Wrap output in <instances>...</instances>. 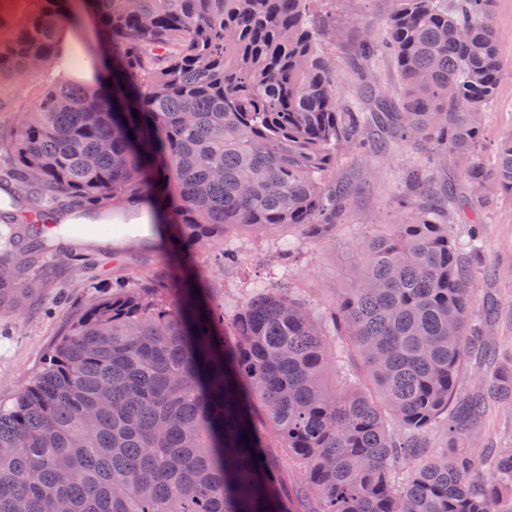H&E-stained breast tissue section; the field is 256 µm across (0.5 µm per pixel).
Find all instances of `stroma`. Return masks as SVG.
<instances>
[{"label": "stroma", "mask_w": 512, "mask_h": 512, "mask_svg": "<svg viewBox=\"0 0 512 512\" xmlns=\"http://www.w3.org/2000/svg\"><path fill=\"white\" fill-rule=\"evenodd\" d=\"M392 0H321L315 15L327 34L316 49L331 57L333 84L343 108L372 111L377 100L400 105L405 87L392 54L364 56V43H379ZM493 25L500 54L508 70L492 103L485 107L480 127L481 162H490L502 140L512 136V0H493ZM49 73L0 84L12 105L0 112V136L9 133L16 111L40 90L51 85ZM420 158L392 134L383 132L367 158L341 152L336 182L347 194V208L339 224L325 228L323 242L305 244L295 274L300 296L314 315L332 307L352 280L355 247L362 239L396 223L398 203L407 193L406 177L420 167ZM472 186L454 167L435 172L420 193L428 204H443L453 230L466 234L476 227L482 241L472 257L478 298L474 313H482L484 297L497 307L491 337L500 348L512 346V194L498 196L492 206L470 223L468 202ZM295 226H280L274 233L257 232L233 238L244 253L233 270L224 268V240L216 238L193 248L184 269L188 279L208 282L213 304L232 311L245 291L268 283L267 262L275 244L298 237ZM171 242L155 244L138 237L103 242L88 235L49 255L39 250L19 254L15 243L0 235V255L13 258L17 286L0 294V404H11L44 367L52 349L94 298L113 289L135 287L140 275H161L172 267ZM35 285L28 295L27 285ZM474 448L512 446V403L490 409L471 429Z\"/></svg>", "instance_id": "35a3bbf8"}]
</instances>
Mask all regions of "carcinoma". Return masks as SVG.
<instances>
[{
  "label": "carcinoma",
  "instance_id": "carcinoma-1",
  "mask_svg": "<svg viewBox=\"0 0 512 512\" xmlns=\"http://www.w3.org/2000/svg\"><path fill=\"white\" fill-rule=\"evenodd\" d=\"M318 2L83 0L107 75L30 101L7 148L10 177L88 210L147 201L190 248L282 225L322 240L344 197L339 151L373 145L377 128L433 169L477 152L505 71L493 0H396L382 48L407 96L393 112L339 110L315 50ZM70 11V0H37L20 20L0 14V84L57 62L54 31ZM460 170L477 217L512 193V138L490 167ZM467 258L439 209L401 216L357 246L331 332L286 270L228 319L204 285L175 278L92 300L0 408V512H291L266 452L274 441L303 469L313 512H512V448L467 447L490 399L512 398V367L488 336L494 303L474 316ZM331 335L348 337L381 403L346 381ZM473 360L491 375L457 400ZM450 413L448 448L431 454L419 438Z\"/></svg>",
  "mask_w": 512,
  "mask_h": 512
}]
</instances>
